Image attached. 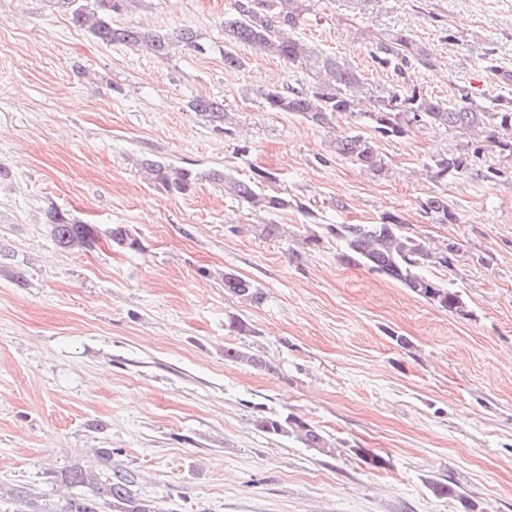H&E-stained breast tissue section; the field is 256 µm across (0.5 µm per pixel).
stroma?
Here are the masks:
<instances>
[{
    "label": "stroma",
    "instance_id": "1",
    "mask_svg": "<svg viewBox=\"0 0 512 512\" xmlns=\"http://www.w3.org/2000/svg\"><path fill=\"white\" fill-rule=\"evenodd\" d=\"M231 8L143 0L123 24L188 27L206 46L161 60L99 42L54 0H0V165L10 173L0 182V487L48 492L47 471L107 447L166 512H464L469 501L512 512V162L492 182L433 180L424 164L457 140L431 126L378 139L380 173L337 156L349 114L328 129L262 103L263 87L302 70L246 46V67H225ZM393 28L437 56L435 70L412 71L414 84L451 101L461 86L512 100V84L477 62L490 50L512 69V0H377L364 13L312 0L297 34L382 87L394 76L370 42ZM199 97L233 113L230 132L191 110ZM145 158L240 179L274 173L272 190L295 201L279 217L286 236L265 237L266 215L221 184L161 192L139 170ZM432 195L456 223L425 213ZM51 206L128 225L143 248L103 238L60 251L44 222ZM389 213L411 234L459 244L450 267L428 273L460 292L467 316L339 261L343 244L326 225ZM312 234L319 243L292 260L290 247ZM224 269L254 280L264 303L226 294L213 277ZM230 313L249 333L227 330ZM253 343L275 372L225 361V346ZM284 412L323 430L333 452L256 428V416ZM361 448L385 466L369 468ZM450 476L457 496L435 495Z\"/></svg>",
    "mask_w": 512,
    "mask_h": 512
}]
</instances>
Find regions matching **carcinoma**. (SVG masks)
Here are the masks:
<instances>
[{
    "mask_svg": "<svg viewBox=\"0 0 512 512\" xmlns=\"http://www.w3.org/2000/svg\"><path fill=\"white\" fill-rule=\"evenodd\" d=\"M71 22L87 30L101 43H121L142 49L156 58L166 59L176 50L201 52L204 45L199 35L189 28L174 30L145 29L117 24L116 18L129 13L143 0H55ZM310 11L309 0H233L231 11L224 15V66L239 69L246 66L238 47L248 46L275 55L295 68L306 71L308 79L286 87H266L261 98L266 110L298 114L322 127H333L336 114L348 112L358 117L360 125L392 138H403L417 126H435L461 138L456 151L436 157L428 164L431 177L446 180L465 175L474 180L494 181L503 171L489 161V155L512 160V102L476 95L469 88L458 90L451 102L433 96L415 85L408 72L416 67L433 70L437 59L423 43L404 31L384 32L371 42L374 61L396 76V81L373 89L361 73L347 60L323 54L295 34ZM482 60L485 69L504 83L512 82V71L503 68L487 51ZM191 108L206 116L214 129L224 130L229 113L224 106L209 98H198ZM335 153L354 160L360 167L380 173L386 163L373 138L359 131L344 132L334 142ZM145 179L169 195H187L205 178L224 184L234 196L266 212L269 222L262 225L266 237L284 236L283 225L276 217L288 209V198L268 193L263 185L275 180L269 172L259 170L248 180L210 169L174 165L163 160L144 159L140 163ZM422 208L441 224L454 223L457 215L442 196H431ZM55 245L67 251L91 250L100 236H105L117 249L140 250L142 244L127 225L114 224L101 231L85 224L65 211L46 213ZM327 233L343 242L338 259L345 264L368 268L387 280L407 288L419 298L435 306L467 315L466 303L459 292L451 290L429 274L436 265L448 267L460 247L451 249L431 245L427 240L410 235L397 215H389L378 224H329ZM224 292L243 302L262 304L266 295L255 281L233 270L220 274ZM224 360L274 372L276 367L255 346H226ZM256 427L270 436H293L308 448L329 453L335 443L325 433L292 414L260 415ZM95 463H75L50 472L60 497L56 507L48 509L40 503V495L25 486L7 493L19 506V512H164L162 502L142 497L137 485L139 476L115 463L111 448L92 449Z\"/></svg>",
    "mask_w": 512,
    "mask_h": 512,
    "instance_id": "carcinoma-1",
    "label": "carcinoma"
}]
</instances>
